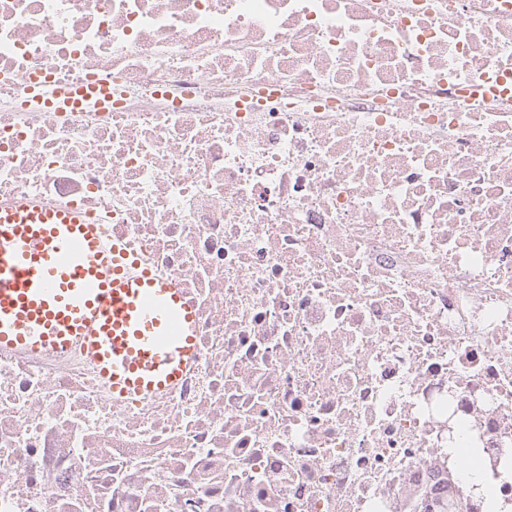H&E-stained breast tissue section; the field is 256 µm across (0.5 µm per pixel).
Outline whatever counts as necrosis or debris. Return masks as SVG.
<instances>
[{
  "mask_svg": "<svg viewBox=\"0 0 512 512\" xmlns=\"http://www.w3.org/2000/svg\"><path fill=\"white\" fill-rule=\"evenodd\" d=\"M111 98L61 104L56 88ZM177 280L131 404L0 348V512H512V0H0V206Z\"/></svg>",
  "mask_w": 512,
  "mask_h": 512,
  "instance_id": "necrosis-or-debris-1",
  "label": "necrosis or debris"
}]
</instances>
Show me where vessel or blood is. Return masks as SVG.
<instances>
[{"mask_svg": "<svg viewBox=\"0 0 512 512\" xmlns=\"http://www.w3.org/2000/svg\"><path fill=\"white\" fill-rule=\"evenodd\" d=\"M0 347L80 350L113 395L177 386L196 353V310L104 225L20 201L0 208Z\"/></svg>", "mask_w": 512, "mask_h": 512, "instance_id": "1", "label": "vessel or blood"}]
</instances>
